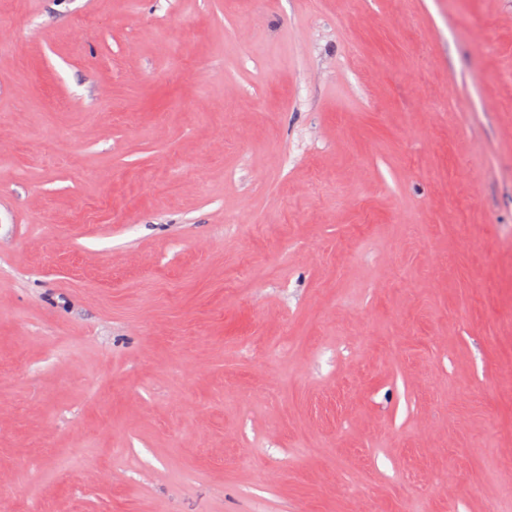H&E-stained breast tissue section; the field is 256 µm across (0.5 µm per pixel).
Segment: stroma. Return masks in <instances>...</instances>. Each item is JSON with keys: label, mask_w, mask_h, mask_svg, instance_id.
<instances>
[{"label": "stroma", "mask_w": 512, "mask_h": 512, "mask_svg": "<svg viewBox=\"0 0 512 512\" xmlns=\"http://www.w3.org/2000/svg\"><path fill=\"white\" fill-rule=\"evenodd\" d=\"M1 493L512 512V0H11Z\"/></svg>", "instance_id": "stroma-1"}]
</instances>
